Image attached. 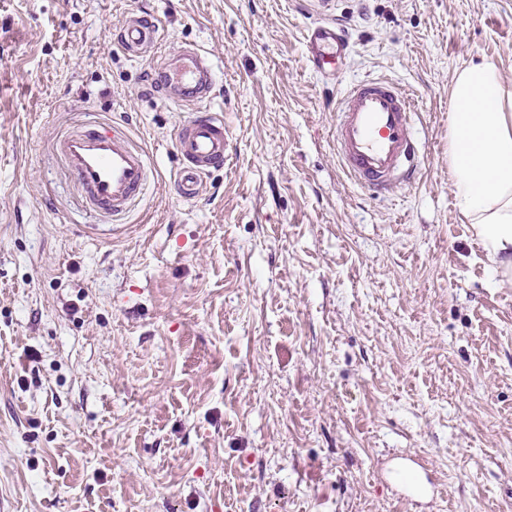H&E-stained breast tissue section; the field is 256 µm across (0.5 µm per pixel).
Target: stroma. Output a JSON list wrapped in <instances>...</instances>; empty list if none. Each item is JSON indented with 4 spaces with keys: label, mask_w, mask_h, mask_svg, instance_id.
I'll return each mask as SVG.
<instances>
[{
    "label": "stroma",
    "mask_w": 512,
    "mask_h": 512,
    "mask_svg": "<svg viewBox=\"0 0 512 512\" xmlns=\"http://www.w3.org/2000/svg\"><path fill=\"white\" fill-rule=\"evenodd\" d=\"M344 70L313 72L307 0H0V512H512V288L458 212L449 88L512 78V0H337ZM157 24L158 54L118 45ZM194 45L231 152L186 202L190 109L152 84ZM399 82L425 166L381 198L336 161L349 84ZM143 147L124 233L51 151L87 119ZM422 456L440 497L399 498ZM117 41L128 55L144 56L157 50L159 30L152 20L134 16L121 29Z\"/></svg>",
    "instance_id": "obj_1"
}]
</instances>
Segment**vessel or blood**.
<instances>
[{
	"instance_id": "b4317fda",
	"label": "vessel or blood",
	"mask_w": 512,
	"mask_h": 512,
	"mask_svg": "<svg viewBox=\"0 0 512 512\" xmlns=\"http://www.w3.org/2000/svg\"><path fill=\"white\" fill-rule=\"evenodd\" d=\"M308 58L322 77L333 75L349 43L335 19H319L305 34ZM118 42L131 56L158 48L159 30L149 19L131 17ZM158 84L177 89L182 102L211 99L214 72L196 47L186 46L165 59L156 71ZM414 100L397 83L382 77L353 82L336 107V156L343 172L358 187L385 192L411 183L420 168L421 145L416 136ZM182 165L175 178L180 198L200 197L203 179L223 166L230 142L223 120L204 110L179 127L175 138ZM52 149L81 188L92 212L120 217L141 196L152 169L147 153L126 133L89 123L59 136Z\"/></svg>"
}]
</instances>
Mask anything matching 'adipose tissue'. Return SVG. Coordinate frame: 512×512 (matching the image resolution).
I'll return each mask as SVG.
<instances>
[{
	"label": "adipose tissue",
	"instance_id": "ef3b65f1",
	"mask_svg": "<svg viewBox=\"0 0 512 512\" xmlns=\"http://www.w3.org/2000/svg\"><path fill=\"white\" fill-rule=\"evenodd\" d=\"M448 126L455 205L512 286V79L493 60L456 72Z\"/></svg>",
	"mask_w": 512,
	"mask_h": 512
}]
</instances>
